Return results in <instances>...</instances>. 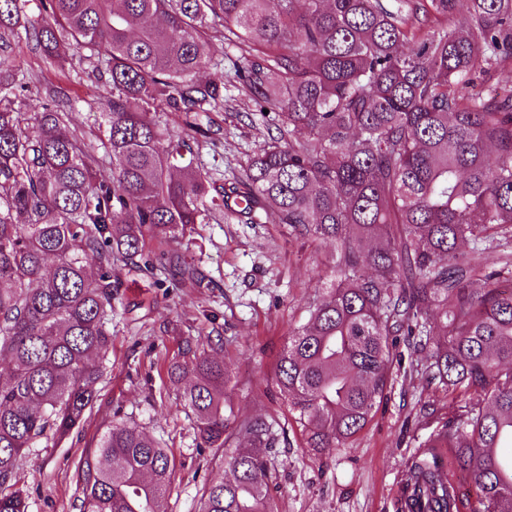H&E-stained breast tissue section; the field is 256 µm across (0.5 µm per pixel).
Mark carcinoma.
Listing matches in <instances>:
<instances>
[{
  "instance_id": "obj_1",
  "label": "carcinoma",
  "mask_w": 512,
  "mask_h": 512,
  "mask_svg": "<svg viewBox=\"0 0 512 512\" xmlns=\"http://www.w3.org/2000/svg\"><path fill=\"white\" fill-rule=\"evenodd\" d=\"M0 0V35L53 66L100 61L107 177L66 121L65 91L30 118L0 109V512H28L13 478L27 451L78 429L112 347V262L145 260L195 277L164 242L208 223L264 214L333 246L331 278L294 328L274 377L307 448H335L372 420L391 386L398 337H438L428 377L457 399L407 467L402 512H512V90L471 92L512 65V0ZM275 132L232 187L182 165L189 129L224 101L201 78L214 41ZM485 254L458 260L460 243ZM96 265L95 287L86 272ZM211 339L167 366L200 448L231 477L201 488L198 512H272L263 449L274 423L240 419ZM447 448L452 466L434 452ZM162 440L114 423L82 461L79 512H169Z\"/></svg>"
}]
</instances>
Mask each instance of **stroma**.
Segmentation results:
<instances>
[{"label": "stroma", "instance_id": "stroma-1", "mask_svg": "<svg viewBox=\"0 0 512 512\" xmlns=\"http://www.w3.org/2000/svg\"><path fill=\"white\" fill-rule=\"evenodd\" d=\"M16 83L30 93L10 96L14 111L30 116L46 103L42 86L62 84L69 92L68 124L96 156L102 173L111 160L103 147L101 112L110 88L95 80L97 62L74 56L59 70L25 43L10 39ZM204 79L224 86V103L201 116L219 140L196 137L184 164L209 172L218 184L240 174L247 157L267 139L262 123H250L251 106L228 66H214ZM180 248L197 270L191 283L171 270L155 276L114 261L119 283L112 310L108 374L96 406L68 439L30 449L15 480L30 497L29 512H77L82 496L80 461L107 426L137 424L162 438L174 460L169 512H196L203 482L223 477L219 459L196 448L193 417L177 388L157 372L185 337L221 336L230 374L227 393L241 418H266L287 406L273 380L276 360L289 331L303 323L320 294L318 274L329 273L331 248L289 236L282 225L243 224L217 216L196 225ZM401 360L391 390L356 438L319 451L303 447L299 430L267 449L274 512H398L396 495L431 415L447 417L450 400L428 378L429 348L399 343Z\"/></svg>", "mask_w": 512, "mask_h": 512}]
</instances>
